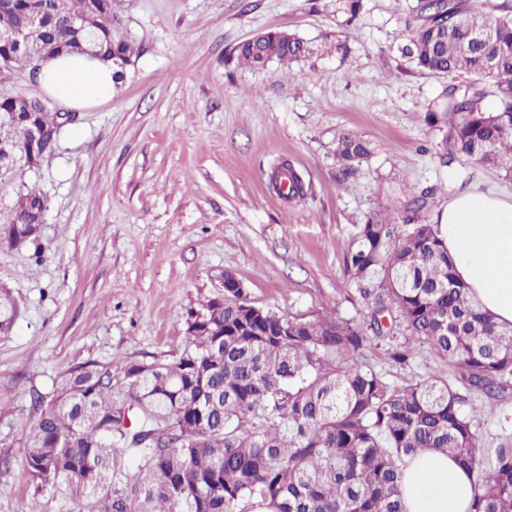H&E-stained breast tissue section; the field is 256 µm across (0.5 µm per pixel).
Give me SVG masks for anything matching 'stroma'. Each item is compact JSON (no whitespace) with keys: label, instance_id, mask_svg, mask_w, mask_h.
Wrapping results in <instances>:
<instances>
[{"label":"stroma","instance_id":"35a3bbf8","mask_svg":"<svg viewBox=\"0 0 512 512\" xmlns=\"http://www.w3.org/2000/svg\"><path fill=\"white\" fill-rule=\"evenodd\" d=\"M119 0L115 12L139 53L111 101L80 112L52 155L0 179V209L23 188L48 209L35 244H0V285L19 304L0 333V512H69L62 492L24 466L31 397L93 360H173L185 322L238 279L256 306L291 317L362 321L344 257L374 214L400 217L428 188L433 222L467 186L512 200V177L472 161L441 166L443 134L426 112L448 76L419 70L401 48L418 0ZM277 29L309 43L305 58L253 69L232 47ZM372 153L349 175L336 137ZM308 184L288 201L270 184L279 160ZM371 337L363 360L394 385L438 374L470 396L452 363L419 345L408 365ZM483 445L512 435V385L482 398Z\"/></svg>","mask_w":512,"mask_h":512}]
</instances>
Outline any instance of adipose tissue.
Returning <instances> with one entry per match:
<instances>
[{"label":"adipose tissue","instance_id":"obj_1","mask_svg":"<svg viewBox=\"0 0 512 512\" xmlns=\"http://www.w3.org/2000/svg\"><path fill=\"white\" fill-rule=\"evenodd\" d=\"M42 90L81 109L111 100L113 70L89 56H61L43 64ZM440 236L457 278L501 325L512 324V201L465 189L440 216ZM404 512H470L472 477L453 458L426 451L405 462Z\"/></svg>","mask_w":512,"mask_h":512}]
</instances>
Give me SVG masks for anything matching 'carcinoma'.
Segmentation results:
<instances>
[{
  "label": "carcinoma",
  "instance_id": "carcinoma-1",
  "mask_svg": "<svg viewBox=\"0 0 512 512\" xmlns=\"http://www.w3.org/2000/svg\"><path fill=\"white\" fill-rule=\"evenodd\" d=\"M34 0H0V33L18 29ZM113 0L96 10L64 0V11L27 23L22 41L46 48L94 39L92 54L131 59ZM79 20L81 31L68 25ZM401 52L432 74L492 84L501 108L489 112L477 83L446 87L427 121L445 127L443 166L464 159L512 174V18L476 19L457 0H420ZM308 53L303 39L270 30L232 56L262 69ZM3 112H32L55 126L59 109L35 89L0 95ZM28 124L0 121V146L27 150ZM371 153L351 134L336 139L347 170ZM288 198L305 195L291 164L276 181ZM424 189L403 205L406 223L369 218L345 257L365 321L330 315L292 318L224 289L187 320V344L171 361H94L71 368L52 391L33 396L36 417L25 464L36 481L63 489L79 512H403L405 459L422 451L451 456L473 476L474 512H512V439L486 448L464 412L465 399L439 375L388 383L358 360L369 336L397 328L392 349L407 363L420 344L454 363L488 397L512 378V326H499L456 280L436 224L413 223L430 207ZM47 199L19 195L0 219L10 241L38 238ZM17 306L0 292V322Z\"/></svg>",
  "mask_w": 512,
  "mask_h": 512
}]
</instances>
